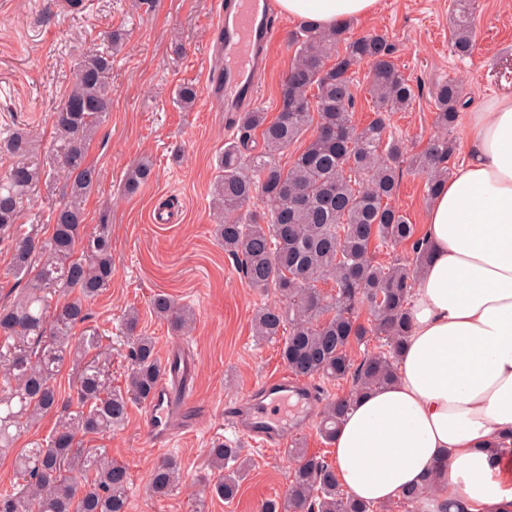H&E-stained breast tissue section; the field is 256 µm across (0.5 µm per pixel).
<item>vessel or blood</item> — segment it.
I'll return each instance as SVG.
<instances>
[{
    "label": "vessel or blood",
    "instance_id": "1",
    "mask_svg": "<svg viewBox=\"0 0 512 512\" xmlns=\"http://www.w3.org/2000/svg\"><path fill=\"white\" fill-rule=\"evenodd\" d=\"M221 63L210 73L207 91L225 112L253 108L258 98V75L265 71L275 39L274 0H222L215 25ZM179 349L168 351L164 375L146 409V430L153 443L168 442L177 425L196 426L199 417L186 413L192 389L190 362L179 359ZM313 411L314 394L287 374L270 376L246 402L227 406L229 425L259 445L280 443L285 433L281 418L290 403Z\"/></svg>",
    "mask_w": 512,
    "mask_h": 512
}]
</instances>
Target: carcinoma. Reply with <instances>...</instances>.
Listing matches in <instances>:
<instances>
[{
	"label": "carcinoma",
	"mask_w": 512,
	"mask_h": 512,
	"mask_svg": "<svg viewBox=\"0 0 512 512\" xmlns=\"http://www.w3.org/2000/svg\"><path fill=\"white\" fill-rule=\"evenodd\" d=\"M473 9L472 0H454L450 45L462 58L475 48ZM345 31L344 26L330 31L307 26L295 35L280 112L271 121L259 110L239 113V136L225 143L213 185V206L220 215L215 234L224 254L236 261L249 287L280 299L256 312L255 335L283 337L280 357L297 378L352 381L347 395L324 404L319 434L327 442L355 397L395 379L408 338L410 290L427 257L417 225L392 205L407 148L385 137L392 114L408 109L419 87L398 70L385 35L349 40ZM122 41L121 33L111 32L104 50L77 63L73 86L54 112L59 145L49 168L22 162L0 180V243H10L14 274L29 277L16 299L0 304V454L12 448L16 433L56 416L52 433L17 456V485L0 489V512H127L128 468L104 448L82 447V438L123 424L133 404L153 397L164 372L153 337L137 332L134 309L124 318L129 367L122 390L112 388L94 358L103 336L95 328L75 332L88 320L85 302L112 281L111 225L84 232V202L99 181L87 150L109 116L112 51ZM341 43L344 52L331 55ZM362 63L370 65L373 118L359 127L351 75ZM199 93L185 83L178 101L189 108ZM433 102L444 134L409 160V168L425 177L429 197L452 172L457 144L451 133L469 105L453 80L437 85ZM313 125L316 133L303 151L282 166L281 155ZM257 130L259 144L252 138ZM28 144L27 131L17 129L0 139V152L22 153ZM57 172L65 175L66 201L52 212L51 237L39 244L16 232L23 198ZM151 177L149 163L136 165L127 174L128 191ZM256 197L263 204L260 214L248 209ZM401 243L411 244V263L375 261L373 250ZM321 282L332 283L334 294L321 296ZM364 305L365 323L360 321ZM151 307L178 332L194 321L192 311L165 293L156 294ZM370 336L382 339L386 349L355 362L354 347L367 344ZM67 361L79 370L75 399L63 401L54 379ZM209 456L220 472L212 492L234 499L246 471L243 446L218 441ZM288 458V491L265 501L261 512H375L374 505L342 491L326 456L294 442ZM181 479V463L165 458L151 470L148 490L165 497Z\"/></svg>",
	"instance_id": "cac0c4a2"
}]
</instances>
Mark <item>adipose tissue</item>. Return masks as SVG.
I'll list each match as a JSON object with an SVG mask.
<instances>
[{"mask_svg": "<svg viewBox=\"0 0 512 512\" xmlns=\"http://www.w3.org/2000/svg\"><path fill=\"white\" fill-rule=\"evenodd\" d=\"M379 0H277L331 30ZM467 158L427 210L396 379L356 398L332 441L348 495L386 504L430 479L425 512H512V94L470 113Z\"/></svg>", "mask_w": 512, "mask_h": 512, "instance_id": "obj_1", "label": "adipose tissue"}]
</instances>
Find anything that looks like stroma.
<instances>
[{
	"mask_svg": "<svg viewBox=\"0 0 512 512\" xmlns=\"http://www.w3.org/2000/svg\"><path fill=\"white\" fill-rule=\"evenodd\" d=\"M453 0H379L372 16L352 21L346 35L379 32L395 45L398 69L419 87L411 108L394 113L389 130L412 152H420L437 133L432 91L456 79L478 111L498 95L512 92V0H475L476 46L461 60L448 43ZM218 0H87L78 14L62 11L60 0H0V137L18 128L33 135L24 154L0 153V177L21 160L47 157L55 130L53 114L74 80L86 53L102 46L107 31L124 35L112 60V108L92 141L88 159L100 171L98 185L85 202V223L112 226L113 276L108 288L87 301L88 327L112 344V385L126 386V310L137 308L139 328L154 336L156 350L180 345L196 363L195 404L206 417L193 432L177 436L166 448L151 445L145 430L146 407L133 405L124 425L83 440L84 447L108 449L130 473L128 512H261L267 499L285 495L291 463L289 441L302 440L314 454L327 455L330 444L317 432L319 416L305 428L287 431L285 443L263 447L244 440L226 425L224 408L239 401L266 377L285 372L280 341L260 340L252 332L257 308L276 297L249 288L236 264L213 234L216 217L211 190L225 142L238 130L207 98L185 109L176 100L179 85L206 88L216 58L213 49ZM277 33L266 71L258 79L259 110L275 118L281 84L296 46L301 22L276 12ZM147 160L151 179L128 192L129 169ZM62 178L39 186L24 200L22 232L46 240L50 214L61 199ZM428 198L424 178L404 171L392 203L421 225ZM165 293L195 309L197 322L176 333L156 318L154 295ZM243 441L250 468L230 501L201 496L214 484L217 470L207 465L215 441ZM177 457L183 481L172 494L150 497L151 469L164 457Z\"/></svg>",
	"mask_w": 512,
	"mask_h": 512,
	"instance_id": "obj_1",
	"label": "stroma"
}]
</instances>
